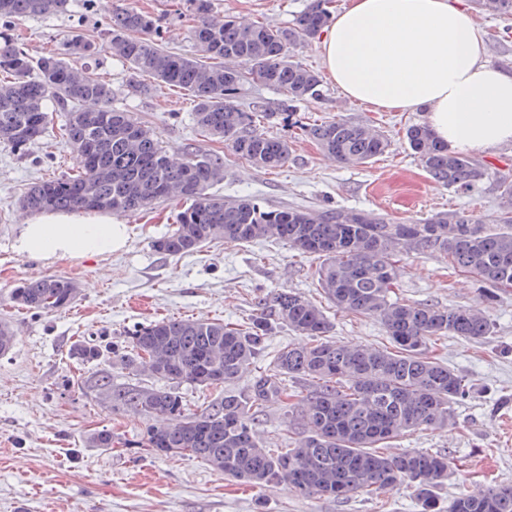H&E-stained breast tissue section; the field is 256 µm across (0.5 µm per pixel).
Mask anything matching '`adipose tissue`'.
<instances>
[{
  "mask_svg": "<svg viewBox=\"0 0 512 512\" xmlns=\"http://www.w3.org/2000/svg\"><path fill=\"white\" fill-rule=\"evenodd\" d=\"M326 73L346 98L426 114L441 144L461 153L512 145V70L486 59L463 0H348L320 44ZM111 214L43 211L19 225L17 255L42 262L122 249Z\"/></svg>",
  "mask_w": 512,
  "mask_h": 512,
  "instance_id": "ef3b65f1",
  "label": "adipose tissue"
}]
</instances>
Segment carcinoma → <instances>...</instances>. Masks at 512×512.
<instances>
[{"label": "carcinoma", "instance_id": "obj_1", "mask_svg": "<svg viewBox=\"0 0 512 512\" xmlns=\"http://www.w3.org/2000/svg\"><path fill=\"white\" fill-rule=\"evenodd\" d=\"M72 0H0V143L24 153L48 129L80 155L77 169L34 183L20 198L28 212L110 211L139 213L178 198L174 228L154 241L176 257L222 239L247 244L275 238L317 257L314 271L324 299L336 311L376 319L388 344L343 345L330 337L333 324L323 306L294 292L259 301L244 324L163 317L129 332L123 351L112 350L125 368L147 367L166 383L115 387L102 369L79 377L77 386L112 399L115 412L151 418L138 447L155 455L195 457L250 487L286 483L308 497L379 495L407 483L420 512H437L436 489L448 480V457L420 449L392 451L408 431L441 428L454 406L469 395L463 376L433 355L448 336L478 342L493 334L491 321L466 307L441 309L391 297L399 256L408 249L435 251L492 294L512 287V179L500 180L499 214L490 225L465 212L436 214L396 224L378 212L325 207L272 209L252 198L226 199L210 192L224 179V156L187 145L178 160L155 133L115 106L112 84L82 60L102 52L121 58L131 72L130 93L148 95L143 76L179 88L193 98L194 123L202 136L220 141L264 170L284 166L288 142L265 126L283 120L342 164H366L386 152L383 132L338 118L320 123L294 119L302 102L318 101L327 89L315 71L290 59L288 49L316 36L330 21L333 0H309L291 25L256 22L241 27L212 13L211 0H186L179 15L189 25L197 54L186 56L163 42V16L142 7L112 13L105 32L73 34L59 50L38 57L24 48L21 22L63 14ZM251 64L247 70L236 63ZM284 94L276 104L255 100L243 107L247 83ZM405 139L424 170L453 191H473L486 166L438 142L428 126H407ZM77 296L71 280L43 276L15 288L13 302L34 313L64 310ZM283 324L310 342L282 348L257 371L249 390H228L264 353L273 324ZM14 346L10 321L0 319V355ZM86 363L105 359V349L87 342ZM224 374L220 386L209 373ZM288 377L309 384L290 386ZM206 392L193 407L180 384ZM289 418L288 432L301 427L289 448H268L257 432L269 404ZM112 431L88 437L95 448H111ZM448 512H512V485L489 483L459 495Z\"/></svg>", "mask_w": 512, "mask_h": 512}]
</instances>
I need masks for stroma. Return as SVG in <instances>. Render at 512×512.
Segmentation results:
<instances>
[{"label": "stroma", "instance_id": "obj_1", "mask_svg": "<svg viewBox=\"0 0 512 512\" xmlns=\"http://www.w3.org/2000/svg\"><path fill=\"white\" fill-rule=\"evenodd\" d=\"M308 0H212L214 12L250 24L285 26ZM174 0H74L62 16L33 18L23 31L33 55L59 48L76 30L105 28L113 10L139 6L166 18L164 40L187 56L196 47L186 22L173 13ZM486 39L490 63L512 69V17L480 10L467 0ZM95 71L118 93L116 103L148 122L170 153L183 146L224 156L223 181L214 187L227 198L254 197L271 208L310 210L339 206L380 212L408 223L439 212L463 211L494 218L499 176H512V146L482 154L489 176L477 190L457 193L433 180L404 139L406 126L424 122L420 112H386L343 97L328 85L325 100L299 104L297 119L344 118L383 130L388 153L365 165L337 163L287 123L269 128L287 140L290 156L265 171L235 157L229 147L198 135L194 104L183 91L159 87L147 96L128 94L131 74L118 57L100 54ZM77 158L54 136L30 145L28 157L0 145V317L15 333L13 350L0 356V512H419L414 491L399 484L373 498L303 497L284 483L260 488L239 484L189 456L135 452L129 441L148 426L143 415L113 413L107 403L80 390L73 380L84 369L69 355L79 341L123 345L134 326L163 316L237 323L255 314L258 301L283 290L319 300L309 272L314 258L288 243L260 240L245 245L215 242L193 254L172 258L152 246L169 233L177 202L156 204L146 213L119 214L126 246L97 258L66 257L51 264L17 257L12 245L27 213L19 197L31 183L76 167ZM56 275L73 280L78 294L71 308L32 313L13 307L10 293L27 280ZM395 296L441 308H475L494 332L477 343L457 336L441 357L471 385L470 397L455 406L448 426L397 438L395 451L427 448L447 453L451 472L436 491L440 508L482 481L512 484V288L486 297L467 273L449 268L439 254L405 253L398 267ZM331 335L341 344L380 346L379 322L331 314ZM112 430L120 442L92 448L88 435Z\"/></svg>", "mask_w": 512, "mask_h": 512}]
</instances>
